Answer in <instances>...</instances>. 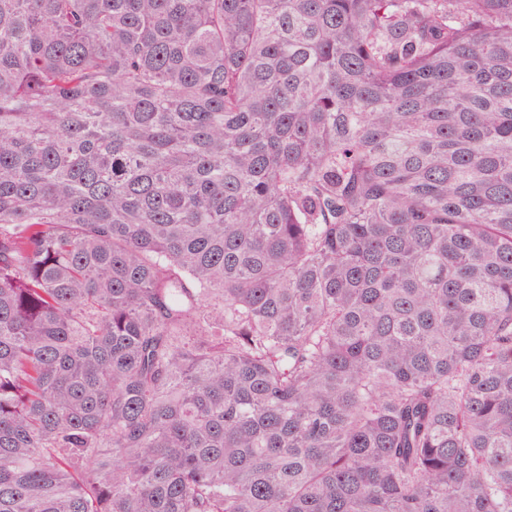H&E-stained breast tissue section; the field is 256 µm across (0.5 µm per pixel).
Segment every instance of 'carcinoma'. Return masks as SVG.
Instances as JSON below:
<instances>
[{"label": "carcinoma", "mask_w": 512, "mask_h": 512, "mask_svg": "<svg viewBox=\"0 0 512 512\" xmlns=\"http://www.w3.org/2000/svg\"><path fill=\"white\" fill-rule=\"evenodd\" d=\"M0 512H512V0H0Z\"/></svg>", "instance_id": "cac0c4a2"}]
</instances>
